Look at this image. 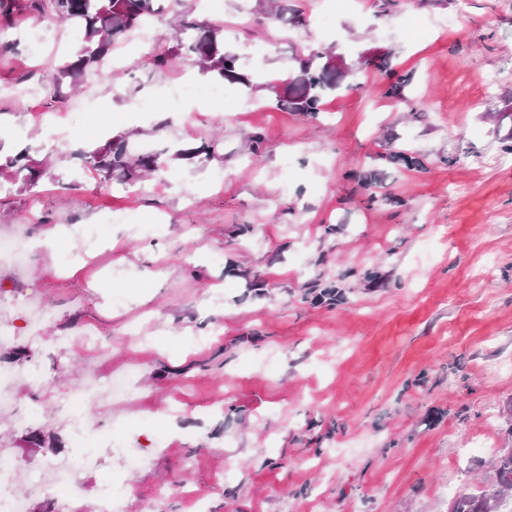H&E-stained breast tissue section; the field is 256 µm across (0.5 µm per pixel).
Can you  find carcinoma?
<instances>
[{
  "instance_id": "obj_1",
  "label": "carcinoma",
  "mask_w": 512,
  "mask_h": 512,
  "mask_svg": "<svg viewBox=\"0 0 512 512\" xmlns=\"http://www.w3.org/2000/svg\"><path fill=\"white\" fill-rule=\"evenodd\" d=\"M158 0H27L31 12L73 24L83 33L78 52L60 63L47 78L53 93L60 95L63 87L75 84L81 74L101 70L111 59L112 46L139 31L145 21L159 15ZM178 55L193 57L202 72L216 81L250 85V77L239 64V58L224 48L221 29L195 18H184L179 24L176 45L169 54H158L152 60L157 71L167 69ZM328 56L313 51L299 59L298 73L288 79L286 90L276 95L277 106L290 112L314 115L322 111L325 95L340 86L342 75L327 65ZM220 143L213 140L198 147L184 149L179 155L190 159L214 155ZM90 171L104 179L120 181L141 178V175L160 170V154L148 153L130 160L128 136L113 135L104 146L82 153ZM0 168L11 172L13 178L35 185L44 170L29 159L27 149H22L0 162ZM497 497L500 503L512 501V448L503 450L498 461L497 487L480 496L464 494L455 499L450 512H486V503Z\"/></svg>"
}]
</instances>
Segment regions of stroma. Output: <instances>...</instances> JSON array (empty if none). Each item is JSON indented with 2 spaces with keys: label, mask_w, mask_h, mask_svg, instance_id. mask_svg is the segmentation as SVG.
<instances>
[{
  "label": "stroma",
  "mask_w": 512,
  "mask_h": 512,
  "mask_svg": "<svg viewBox=\"0 0 512 512\" xmlns=\"http://www.w3.org/2000/svg\"><path fill=\"white\" fill-rule=\"evenodd\" d=\"M192 2L164 0L82 107L46 82L81 33L54 22L32 40L41 18L0 19L19 42L0 55V154L27 147L45 170L33 186L0 170V229L68 231L23 268L0 266V320L30 297L53 311L13 339L42 382L14 385L37 414L0 416V453L34 479L72 450L70 385L87 369L130 371L138 396L88 407L83 426L140 438L146 459L79 473L67 512H96L114 480L130 486L124 512H448L491 491L512 448V0ZM296 12L304 26L286 23ZM190 13L239 56L264 46L262 77L225 84L216 104L193 58L153 71ZM320 48L349 67L343 85L318 115L278 108L271 84ZM369 54L385 69L362 67ZM401 77L399 103L387 91ZM22 79L37 99L14 97ZM187 79L188 99L168 95ZM39 111L70 113L63 141L26 121ZM117 133L161 150L166 190L86 171L81 151ZM208 139L219 157L168 155ZM327 287L341 300L312 304ZM89 326L98 336L80 340Z\"/></svg>",
  "instance_id": "obj_1"
}]
</instances>
